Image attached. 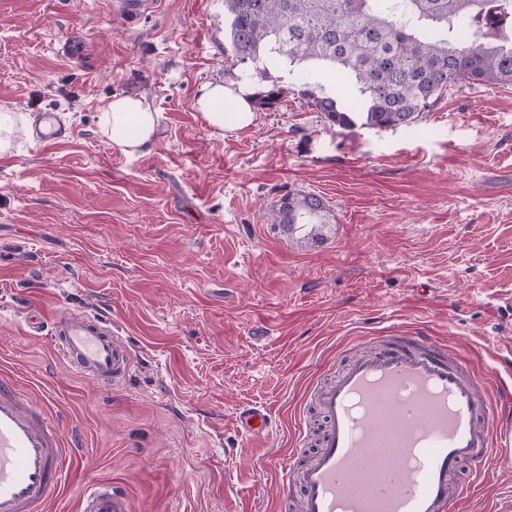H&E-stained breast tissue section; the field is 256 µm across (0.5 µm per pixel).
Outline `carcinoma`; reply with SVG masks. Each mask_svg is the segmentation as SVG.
Masks as SVG:
<instances>
[{
  "label": "carcinoma",
  "instance_id": "cac0c4a2",
  "mask_svg": "<svg viewBox=\"0 0 512 512\" xmlns=\"http://www.w3.org/2000/svg\"><path fill=\"white\" fill-rule=\"evenodd\" d=\"M493 9L512 17V0H224L233 65L241 78L304 87L307 104L330 123L411 126L449 87L512 85V22L486 28ZM313 62L329 64L356 88L350 98L323 91ZM326 204L289 193L272 223L319 242Z\"/></svg>",
  "mask_w": 512,
  "mask_h": 512
}]
</instances>
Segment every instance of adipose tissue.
Segmentation results:
<instances>
[{
  "mask_svg": "<svg viewBox=\"0 0 512 512\" xmlns=\"http://www.w3.org/2000/svg\"><path fill=\"white\" fill-rule=\"evenodd\" d=\"M227 100L233 101L237 107V125L244 127L250 124L253 114L242 88L208 84L202 87L196 99L197 109L203 112L209 126L219 134L225 128L222 105ZM159 118V113L151 110L144 100L119 96L101 107L99 130L126 153L135 154L152 140Z\"/></svg>",
  "mask_w": 512,
  "mask_h": 512,
  "instance_id": "1",
  "label": "adipose tissue"
}]
</instances>
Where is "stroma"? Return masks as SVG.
Returning <instances> with one entry per match:
<instances>
[{
    "label": "stroma",
    "mask_w": 512,
    "mask_h": 512,
    "mask_svg": "<svg viewBox=\"0 0 512 512\" xmlns=\"http://www.w3.org/2000/svg\"><path fill=\"white\" fill-rule=\"evenodd\" d=\"M0 0V111L61 113L69 142L21 130L0 153V373L64 414L85 462L54 512L99 481L131 512H283L276 471L314 414L302 397L361 336L421 331L512 389V86L460 85L413 127L342 129L280 86L216 134L195 106L236 85L224 0ZM115 96L160 128L127 154L98 130ZM328 208L323 238L271 221L284 194ZM109 318L135 366L70 373L28 308ZM265 407L273 429L242 436ZM475 484V483H474ZM512 470L454 512H495ZM239 431L251 437L264 436L271 427V415L262 407L243 409L237 418Z\"/></svg>",
    "instance_id": "stroma-1"
}]
</instances>
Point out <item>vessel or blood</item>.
<instances>
[{
  "label": "vessel or blood",
  "instance_id": "vessel-or-blood-1",
  "mask_svg": "<svg viewBox=\"0 0 512 512\" xmlns=\"http://www.w3.org/2000/svg\"><path fill=\"white\" fill-rule=\"evenodd\" d=\"M32 137L42 144L70 139L55 113L46 112ZM31 334L46 331L58 359L99 387L123 384L133 358L110 322L84 314L26 318ZM366 351L313 392L324 424L304 466L282 464L283 495L300 489L299 512H453L468 496L461 467L474 477L490 467H512V415L497 376L435 337L419 332L374 336ZM45 402L0 376V512H47L59 500L78 453ZM238 429L264 436L270 413L243 409ZM79 512H129L125 494L98 482L79 496Z\"/></svg>",
  "mask_w": 512,
  "mask_h": 512
}]
</instances>
